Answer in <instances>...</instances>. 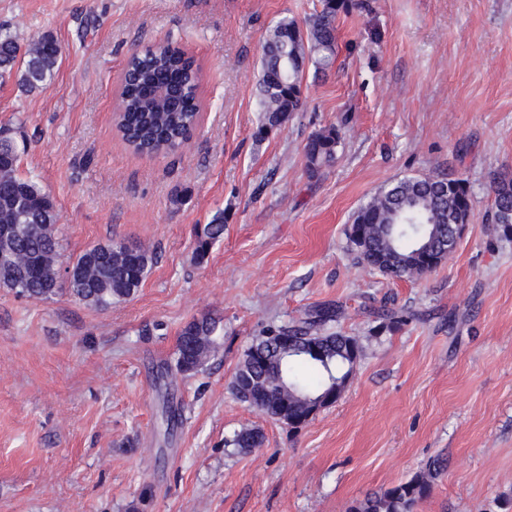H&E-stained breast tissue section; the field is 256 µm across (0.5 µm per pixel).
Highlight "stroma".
<instances>
[{
  "mask_svg": "<svg viewBox=\"0 0 512 512\" xmlns=\"http://www.w3.org/2000/svg\"><path fill=\"white\" fill-rule=\"evenodd\" d=\"M320 0H0L19 42L62 49L39 91L0 85L20 172L56 204L59 268L111 240L156 254L107 310L67 290L0 288V512H347L445 468L414 512H512V240L488 221L512 176V0H364L337 20L336 56L307 67L303 111L259 140L267 29ZM168 41L201 70L200 112L170 154L135 153L113 122L132 50ZM341 130L316 177L304 145ZM467 180L472 213L436 269L394 279L358 263L359 207L406 176ZM223 212L204 259L194 229ZM364 346L339 400L293 429L230 385L267 328L317 307ZM405 313L393 324L388 312ZM219 315L204 369L166 375L182 327ZM181 419L166 422V406ZM263 434L241 453L226 439Z\"/></svg>",
  "mask_w": 512,
  "mask_h": 512,
  "instance_id": "stroma-1",
  "label": "stroma"
}]
</instances>
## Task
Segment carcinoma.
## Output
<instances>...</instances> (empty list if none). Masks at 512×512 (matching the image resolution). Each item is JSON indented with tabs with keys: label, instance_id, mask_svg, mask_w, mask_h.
Returning <instances> with one entry per match:
<instances>
[{
	"label": "carcinoma",
	"instance_id": "cac0c4a2",
	"mask_svg": "<svg viewBox=\"0 0 512 512\" xmlns=\"http://www.w3.org/2000/svg\"><path fill=\"white\" fill-rule=\"evenodd\" d=\"M354 0H322V9L304 25L281 18L267 33L257 104L262 114L257 135L280 126L303 106L304 69L312 64L325 72L333 64L337 46L336 20L350 11ZM61 46L43 34L21 48L10 29L0 27V79H15L25 93L35 92L59 69ZM200 76L194 59L182 49L160 43L136 50L126 64V80L115 120L124 141L139 154L175 151L197 124ZM340 144V131L330 126L311 135L305 146L310 176L331 165ZM20 157L11 128L0 126V224H17L16 234L0 239V255L26 269L20 279L5 273L0 287L30 299L48 300L59 292L56 279L60 241L56 233V205L33 176L19 173ZM490 221L495 233L512 239V178L498 177L491 186ZM470 188L462 178L403 179L372 197L357 211L353 224L361 231L350 241L359 263L397 279H409L434 269L432 261L449 256L451 225L469 217ZM224 237V212L194 230L195 256L205 257ZM155 255L122 242L97 244L72 264L75 275L68 292L80 302L104 310L141 286ZM333 308L309 312L296 324L257 337L245 350L231 382L234 396L271 419L295 427L309 421V403L342 384L353 371L351 358L363 346L354 336L327 332L335 320ZM221 319L205 313L193 318L178 337L175 369L184 376L201 371L221 346ZM293 345L284 350L279 334ZM263 435L242 428L226 444L241 451L258 447ZM435 462L423 475L382 493L354 502L348 512H414L418 501L441 472Z\"/></svg>",
	"mask_w": 512,
	"mask_h": 512
}]
</instances>
